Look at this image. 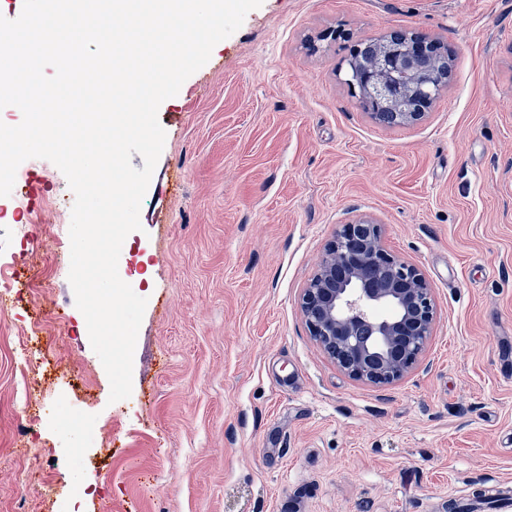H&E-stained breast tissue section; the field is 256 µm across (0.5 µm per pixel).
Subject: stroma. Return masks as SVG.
<instances>
[{"label":"stroma","mask_w":512,"mask_h":512,"mask_svg":"<svg viewBox=\"0 0 512 512\" xmlns=\"http://www.w3.org/2000/svg\"><path fill=\"white\" fill-rule=\"evenodd\" d=\"M422 32L453 56L413 126L373 120L348 49ZM118 272L147 300L130 398L75 306L50 161L0 208V512H445L512 496V0H263L159 107ZM380 224L435 328L374 385L312 337L302 290L337 229ZM41 366L26 371L25 359ZM48 420L36 438L22 418Z\"/></svg>","instance_id":"obj_1"}]
</instances>
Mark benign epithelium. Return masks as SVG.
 <instances>
[{
  "instance_id": "obj_1",
  "label": "benign epithelium",
  "mask_w": 512,
  "mask_h": 512,
  "mask_svg": "<svg viewBox=\"0 0 512 512\" xmlns=\"http://www.w3.org/2000/svg\"><path fill=\"white\" fill-rule=\"evenodd\" d=\"M414 44L399 47L377 37L372 60L351 63L361 97L394 110L392 125L421 122L426 112L409 111L416 91L434 97L447 83L434 84L420 70L426 47L446 49L426 34L402 33ZM300 311L311 335L352 378L386 384L402 378L433 335L431 288L421 270L386 249L379 225L359 220L343 225L325 249L303 289Z\"/></svg>"
}]
</instances>
